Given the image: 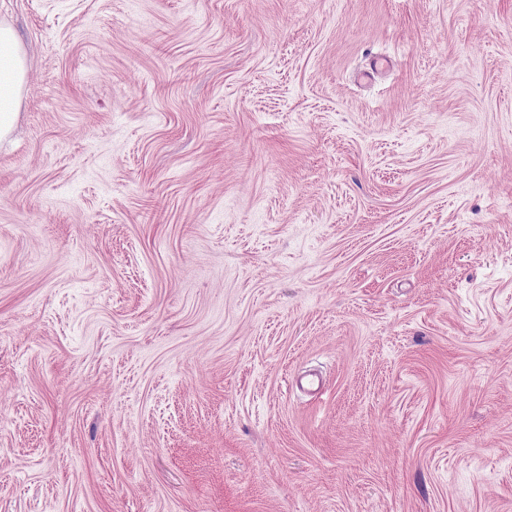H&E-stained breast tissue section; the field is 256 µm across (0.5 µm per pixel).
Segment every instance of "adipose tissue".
<instances>
[{
	"label": "adipose tissue",
	"instance_id": "adipose-tissue-1",
	"mask_svg": "<svg viewBox=\"0 0 512 512\" xmlns=\"http://www.w3.org/2000/svg\"><path fill=\"white\" fill-rule=\"evenodd\" d=\"M27 80L25 52L15 30L0 23V141L11 135Z\"/></svg>",
	"mask_w": 512,
	"mask_h": 512
}]
</instances>
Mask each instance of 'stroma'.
Here are the masks:
<instances>
[{"label": "stroma", "mask_w": 512, "mask_h": 512, "mask_svg": "<svg viewBox=\"0 0 512 512\" xmlns=\"http://www.w3.org/2000/svg\"><path fill=\"white\" fill-rule=\"evenodd\" d=\"M0 22V512H512V0ZM27 80L25 52L15 30L0 23V141L11 135Z\"/></svg>", "instance_id": "35a3bbf8"}]
</instances>
